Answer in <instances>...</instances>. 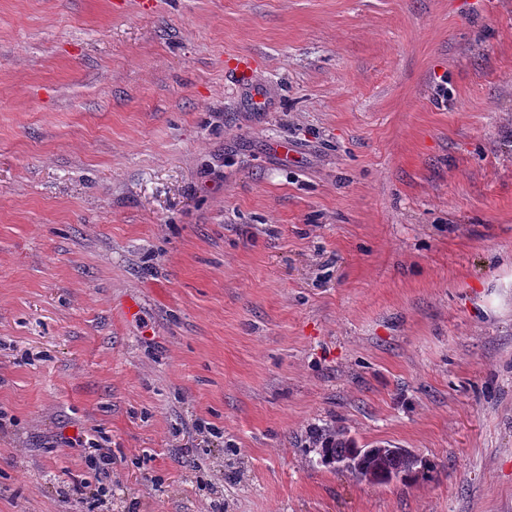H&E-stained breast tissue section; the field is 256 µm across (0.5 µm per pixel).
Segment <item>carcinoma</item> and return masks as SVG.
<instances>
[{
  "instance_id": "1",
  "label": "carcinoma",
  "mask_w": 512,
  "mask_h": 512,
  "mask_svg": "<svg viewBox=\"0 0 512 512\" xmlns=\"http://www.w3.org/2000/svg\"><path fill=\"white\" fill-rule=\"evenodd\" d=\"M321 457L327 464L349 471L375 483L423 477L429 472L427 461L408 448L374 445L360 448L341 430H327Z\"/></svg>"
}]
</instances>
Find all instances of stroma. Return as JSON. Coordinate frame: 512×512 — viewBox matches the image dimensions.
Returning a JSON list of instances; mask_svg holds the SVG:
<instances>
[{
    "instance_id": "obj_1",
    "label": "stroma",
    "mask_w": 512,
    "mask_h": 512,
    "mask_svg": "<svg viewBox=\"0 0 512 512\" xmlns=\"http://www.w3.org/2000/svg\"><path fill=\"white\" fill-rule=\"evenodd\" d=\"M97 447L112 512H512V0H0V512ZM325 446L321 457L326 464L349 471L375 483L423 477L429 472L427 461L408 448L373 445L358 448L356 442L341 430L325 429ZM327 432V433H326Z\"/></svg>"
}]
</instances>
